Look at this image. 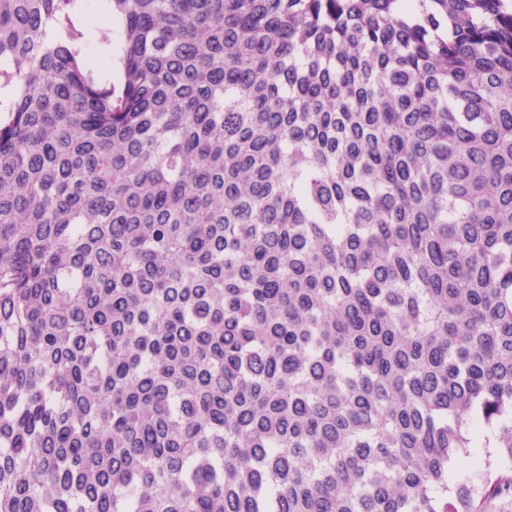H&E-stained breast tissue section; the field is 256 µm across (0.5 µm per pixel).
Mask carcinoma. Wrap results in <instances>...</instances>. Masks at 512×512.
Wrapping results in <instances>:
<instances>
[{"label":"carcinoma","mask_w":512,"mask_h":512,"mask_svg":"<svg viewBox=\"0 0 512 512\" xmlns=\"http://www.w3.org/2000/svg\"><path fill=\"white\" fill-rule=\"evenodd\" d=\"M86 8L0 0V512L512 494V3Z\"/></svg>","instance_id":"obj_1"}]
</instances>
